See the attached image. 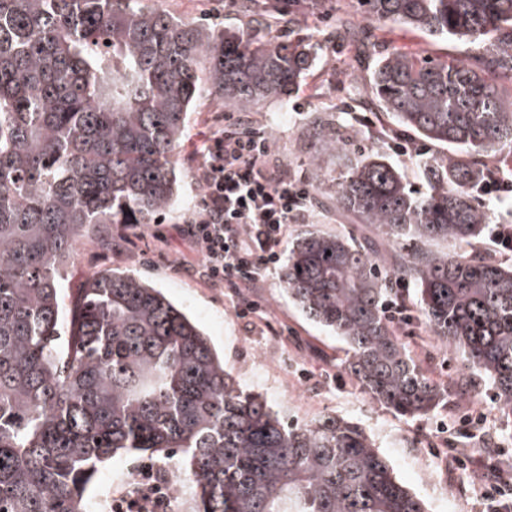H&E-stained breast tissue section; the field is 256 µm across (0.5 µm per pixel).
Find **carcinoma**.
<instances>
[{
    "label": "carcinoma",
    "instance_id": "1",
    "mask_svg": "<svg viewBox=\"0 0 512 512\" xmlns=\"http://www.w3.org/2000/svg\"><path fill=\"white\" fill-rule=\"evenodd\" d=\"M249 26L213 29L147 0H0V512H91L99 466L116 454L171 465L189 512H426L358 424H290L244 392L198 324L160 289L111 269L66 307L59 281L74 246L109 224H150L178 197V149L201 102L252 112L288 102L316 58L299 36L326 0H234ZM379 28L463 41L477 56L379 51L347 13L325 39L376 55L369 103L395 129L448 153L419 158L411 188L382 152L307 128L313 172L337 153L336 206L417 248L380 271L378 250L305 231L283 283L349 346L344 370L409 418L471 396L476 379L428 377L389 327L383 298L418 289L431 333L462 351L512 421V266L471 246L489 213L471 191L483 161L512 152V0H357Z\"/></svg>",
    "mask_w": 512,
    "mask_h": 512
}]
</instances>
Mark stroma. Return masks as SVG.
<instances>
[{
	"label": "stroma",
	"mask_w": 512,
	"mask_h": 512,
	"mask_svg": "<svg viewBox=\"0 0 512 512\" xmlns=\"http://www.w3.org/2000/svg\"><path fill=\"white\" fill-rule=\"evenodd\" d=\"M150 2L161 10H175L185 20L221 28L247 27L246 19L233 13L228 0ZM348 3L349 0H330L326 17L309 22L302 29V36L318 42L320 49L313 70L301 81L294 98L286 104L265 103L251 115L254 127L271 139L282 165L308 179L313 176L309 162L314 147L305 132L313 118L341 128L353 149L369 151L379 146L370 135L373 114L347 111L344 91L326 82L327 60L334 57L335 51L323 45V35ZM372 40L385 49L425 53L440 59L461 57L466 52L459 42L437 41L402 28L373 29ZM223 125V113L204 107L190 114L178 155L182 173L178 203L170 213L160 217L158 225L184 224L192 218L201 194L197 177L200 137ZM313 203V216L305 225H289V238H296L305 228L365 235L364 226L338 211L328 195L315 194ZM155 227L113 225V232L124 233L126 239L112 250L100 248L89 240L77 243L65 267L63 290L69 296H77L87 276L99 269L134 274L162 289L197 320L223 356L225 370L232 373L243 390L266 396L276 410L293 422L305 424L338 415L358 423L393 465L395 476L423 500L427 512H486L479 494L482 469L455 468L448 458V450L455 447L499 467L512 466V424L501 417L488 384H479L468 401L440 407L428 416L411 419L397 415L374 401L344 372L342 365L348 357L346 343L302 315L283 289L280 274L266 278L256 290L262 311L247 319L239 318L235 300L227 289L210 287L176 268V259L190 258V251L174 234L169 236L167 244H160L153 235ZM405 299L412 320L396 327L395 332L419 365L439 382L467 372L462 354L431 335L419 312L416 288H406ZM468 410L480 412L482 422L465 434L460 432L458 421ZM487 441L493 444V451H484L483 444Z\"/></svg>",
	"instance_id": "35a3bbf8"
}]
</instances>
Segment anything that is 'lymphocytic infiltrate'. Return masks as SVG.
Listing matches in <instances>:
<instances>
[{
  "instance_id": "lymphocytic-infiltrate-1",
  "label": "lymphocytic infiltrate",
  "mask_w": 512,
  "mask_h": 512,
  "mask_svg": "<svg viewBox=\"0 0 512 512\" xmlns=\"http://www.w3.org/2000/svg\"><path fill=\"white\" fill-rule=\"evenodd\" d=\"M198 178V211L176 229L198 260L179 267L228 288L239 316L258 313L262 306L252 290L276 270L289 225L308 220L312 189L279 164L270 139L242 112L225 113L223 130L207 137Z\"/></svg>"
}]
</instances>
